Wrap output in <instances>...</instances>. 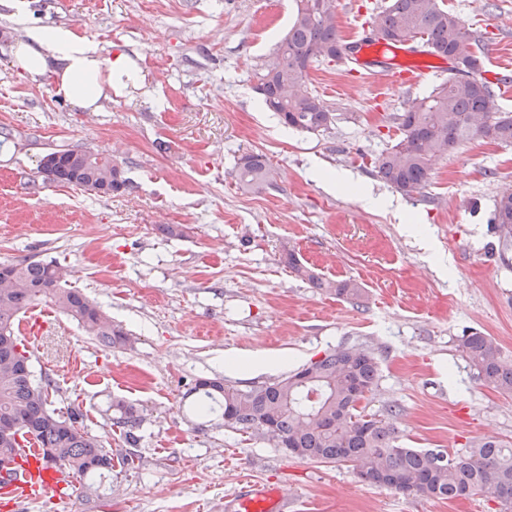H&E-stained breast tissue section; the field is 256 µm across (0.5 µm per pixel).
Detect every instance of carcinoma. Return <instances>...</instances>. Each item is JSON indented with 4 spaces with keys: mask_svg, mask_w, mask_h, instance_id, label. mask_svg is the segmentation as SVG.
Instances as JSON below:
<instances>
[{
    "mask_svg": "<svg viewBox=\"0 0 512 512\" xmlns=\"http://www.w3.org/2000/svg\"><path fill=\"white\" fill-rule=\"evenodd\" d=\"M333 0H295L288 33L272 59L256 73L258 93L266 108L279 115L284 125L299 132H325L336 114L315 93L298 95L313 64L328 52L338 51L340 36ZM373 23L382 40L402 44L421 40L426 52L452 58L466 77L456 75L415 99L398 115L397 142L375 161L377 174L395 189L412 194L429 180L436 160L456 146L484 138L491 124V140L512 144V113L496 105L491 82L483 76L475 55L478 40L464 21L439 4V0H387ZM60 161L52 182L95 190L110 159L99 154L59 151ZM239 184L261 191L273 182V171L261 154H245L237 162ZM494 229L504 247L512 245V189H504L494 203ZM288 266L319 288L334 290L339 297L359 300L362 289L352 282L324 283L303 266L293 251ZM57 263L21 261L0 264V327L15 326L31 307L44 304L76 321L88 335L108 348L131 344L123 327L80 290L68 288ZM457 349L477 378L503 394H512V357L495 338L478 331L457 339ZM378 364L371 351L359 346H340L288 375L246 389L221 378L196 380L190 392L200 395L194 411L207 415L222 410L223 426L256 434L302 460L316 463H349L361 478L400 493L442 500H458L482 494L512 512V443L475 438L450 456L433 449L404 448L392 426L358 411L366 394L377 385ZM56 392L53 380L36 377L27 345L18 336L9 342L0 336V418L13 417L20 437L34 427L33 440L50 462L76 477L112 469V449L102 445L84 423L80 409L66 412L51 408ZM113 424L128 443L137 441L134 430L144 416L132 405L117 400Z\"/></svg>",
    "mask_w": 512,
    "mask_h": 512,
    "instance_id": "carcinoma-1",
    "label": "carcinoma"
}]
</instances>
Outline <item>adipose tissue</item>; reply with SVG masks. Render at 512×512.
<instances>
[{"label": "adipose tissue", "mask_w": 512, "mask_h": 512, "mask_svg": "<svg viewBox=\"0 0 512 512\" xmlns=\"http://www.w3.org/2000/svg\"><path fill=\"white\" fill-rule=\"evenodd\" d=\"M11 11L22 35L13 48L16 66L30 76H49L57 91L85 112H96L102 101L141 76L126 53L106 54L96 40L62 24H35L28 19L27 0H0Z\"/></svg>", "instance_id": "adipose-tissue-1"}]
</instances>
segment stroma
Masks as SVG:
<instances>
[{
	"instance_id": "35a3bbf8",
	"label": "stroma",
	"mask_w": 512,
	"mask_h": 512,
	"mask_svg": "<svg viewBox=\"0 0 512 512\" xmlns=\"http://www.w3.org/2000/svg\"><path fill=\"white\" fill-rule=\"evenodd\" d=\"M36 22L65 24L127 53L145 90L129 88L84 112L48 79L21 74V36L0 6V262L54 260L70 286L122 324L133 343L109 349L54 315L31 359L78 404L89 431L136 468L93 478L74 492L0 512H231L246 481L277 484L296 512H500L482 495L455 501L396 493L352 466L289 456L266 439L225 428L191 409L197 378L247 388L281 371L225 374V354L260 351L296 369L342 345L364 344L379 365L363 405L408 448H465L475 436L512 442V395L479 381L457 338L478 330L512 354V248L491 230L497 194L512 187V144H461L428 183L407 195L376 174L395 144L396 117L449 76L405 88L394 65L319 61L305 87L336 113L320 134L284 127L256 93L254 74L288 29L293 0H29ZM385 0H333L344 40L361 38ZM477 32L486 72L512 63V0H444ZM109 157L127 189L100 196L42 183L39 163L60 149ZM259 153L276 173L260 193L237 183L235 164ZM345 171L357 190L328 189L321 170ZM380 198L367 203L362 191ZM422 224L433 249L404 226ZM181 224L185 235L163 228ZM322 280L357 283L362 303L315 288L287 264V250ZM142 410L136 444L112 424L113 399Z\"/></svg>"
}]
</instances>
